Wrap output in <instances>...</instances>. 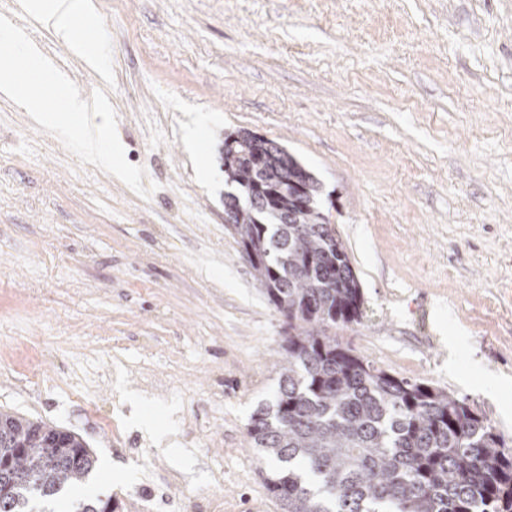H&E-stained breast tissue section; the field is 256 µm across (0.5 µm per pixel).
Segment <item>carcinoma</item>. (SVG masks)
<instances>
[{
	"mask_svg": "<svg viewBox=\"0 0 512 512\" xmlns=\"http://www.w3.org/2000/svg\"><path fill=\"white\" fill-rule=\"evenodd\" d=\"M224 182L226 230L288 321L277 389L247 427L276 463L266 487L284 512H512V454L490 424L332 336L360 322L363 295L320 181L276 142L239 131L224 140ZM95 469L77 434L0 411V512H39ZM111 503L71 494L61 512Z\"/></svg>",
	"mask_w": 512,
	"mask_h": 512,
	"instance_id": "1",
	"label": "carcinoma"
}]
</instances>
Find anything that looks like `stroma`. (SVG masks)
Segmentation results:
<instances>
[{
	"label": "stroma",
	"instance_id": "obj_1",
	"mask_svg": "<svg viewBox=\"0 0 512 512\" xmlns=\"http://www.w3.org/2000/svg\"><path fill=\"white\" fill-rule=\"evenodd\" d=\"M92 7L67 42L0 0L104 105L130 174L0 97V410L81 435L114 512H282L247 425L287 326L224 229L245 129L329 195L364 299L338 340L466 400L512 452V0Z\"/></svg>",
	"mask_w": 512,
	"mask_h": 512
}]
</instances>
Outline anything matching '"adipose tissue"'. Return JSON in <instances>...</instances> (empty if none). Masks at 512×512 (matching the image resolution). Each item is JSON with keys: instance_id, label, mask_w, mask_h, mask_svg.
Wrapping results in <instances>:
<instances>
[{"instance_id": "1", "label": "adipose tissue", "mask_w": 512, "mask_h": 512, "mask_svg": "<svg viewBox=\"0 0 512 512\" xmlns=\"http://www.w3.org/2000/svg\"><path fill=\"white\" fill-rule=\"evenodd\" d=\"M26 9L58 36L69 38L76 20L94 22L89 0H26ZM0 39L7 44L0 51V93L16 99L43 125L59 135L96 149L105 167L120 165L117 153L105 148L109 127L90 118L83 99L74 96L67 82L40 50L19 36L10 25L0 26Z\"/></svg>"}]
</instances>
